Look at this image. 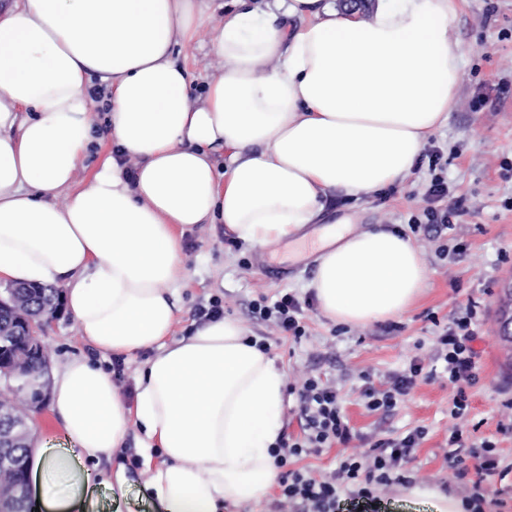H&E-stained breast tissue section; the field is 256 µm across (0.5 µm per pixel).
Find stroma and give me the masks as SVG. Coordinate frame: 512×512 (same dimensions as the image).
I'll return each instance as SVG.
<instances>
[{"label": "stroma", "mask_w": 512, "mask_h": 512, "mask_svg": "<svg viewBox=\"0 0 512 512\" xmlns=\"http://www.w3.org/2000/svg\"><path fill=\"white\" fill-rule=\"evenodd\" d=\"M455 30L464 46L458 105L429 145L443 154L450 198L465 199L470 213L448 235L413 234L428 267L422 298L401 316L360 327L335 324L317 308L307 311L306 335L296 344L280 335L272 322L256 318L252 306L286 292L308 295L315 257L292 261L284 246L251 247L226 235L223 225L199 224L183 235L187 278L177 291L180 313L174 335H188L199 305L215 297L223 299L225 316L238 319L251 337L268 344L286 387L300 386L306 375L313 374L340 391L343 411L358 440L307 456L301 467L314 476H328L343 456L366 450L377 439L422 426L427 435L412 464L413 483L462 496L466 482L449 469L446 460L453 424L452 388L446 377L440 374L418 381L410 395L384 416L364 408L362 376L371 374L380 384L414 359L425 368L435 367L439 335L468 300L481 302L482 339L477 347L483 373L480 384L470 391L469 421L476 430L468 441H497L506 473L489 476L492 495L487 510L512 512V433L499 431L507 421L502 402L512 396V353L497 338L498 293L505 281H512V261L501 260L502 252L512 253V210L504 207L512 198V177H504L501 170L503 158L512 159V0H466ZM430 180L428 162H420L402 185L357 201H331L325 219L331 222L350 215L359 226L384 224L408 231L410 217L427 205ZM454 241L464 243L465 251L445 255V247ZM270 265L287 267V277H270L266 272ZM43 336L52 371L90 353L68 314L47 325ZM129 476L128 493L118 500L107 487L91 484L87 496L93 512H152L147 474L136 468ZM339 512H432V508L427 501L407 498L400 484L394 483L377 490L375 499L362 505L342 496Z\"/></svg>", "instance_id": "obj_1"}]
</instances>
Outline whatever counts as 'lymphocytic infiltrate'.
<instances>
[{
  "mask_svg": "<svg viewBox=\"0 0 512 512\" xmlns=\"http://www.w3.org/2000/svg\"><path fill=\"white\" fill-rule=\"evenodd\" d=\"M428 157L435 169L427 190L429 205L421 215L411 216L410 223L416 230L421 228L441 233L451 230L455 219L466 215L468 209L463 200L452 202L448 199V183L437 171L440 151L429 150ZM313 307V296L301 298L286 293L273 300L262 299L254 304L253 312L261 319L272 321L285 336L298 343L306 334L305 313ZM481 321L480 304L468 301L464 313L454 318L451 326L438 338L437 358L442 362L443 374L454 388L448 465L459 477H467L471 472L476 475L463 498L465 512H486L490 493L487 478L499 467L495 442L486 439L475 448L466 446L464 440L468 391L481 380V354L476 347ZM423 370L421 362L412 361L383 389L375 386L371 376H364L362 397L365 408L371 412L393 410L409 395ZM296 400L303 435L299 438L281 436L272 450L276 467L283 470L279 479L280 495L294 506L295 512H336V504L342 495L370 500L380 487L395 481L408 482V466L426 436L422 427L396 438L375 441L368 451L342 460L336 471L326 478L319 479L309 472L291 468V460L320 453L337 444H348L354 438L335 386L319 377L308 376L297 389Z\"/></svg>",
  "mask_w": 512,
  "mask_h": 512,
  "instance_id": "f902f5d3",
  "label": "lymphocytic infiltrate"
}]
</instances>
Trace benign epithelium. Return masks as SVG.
Listing matches in <instances>:
<instances>
[{
	"label": "benign epithelium",
	"instance_id": "7a95c632",
	"mask_svg": "<svg viewBox=\"0 0 512 512\" xmlns=\"http://www.w3.org/2000/svg\"><path fill=\"white\" fill-rule=\"evenodd\" d=\"M26 307V296L16 289L0 291V314H9L12 324L10 330L0 329V395L16 393L15 378L24 374L27 376L26 386L31 388L27 409L37 411L47 396L45 376L49 368V353L42 331L45 323L61 313V306L52 303L36 315L24 313ZM499 314V337L512 343V289L509 287L504 289ZM1 418L8 421L16 432L28 431L25 414L0 407Z\"/></svg>",
	"mask_w": 512,
	"mask_h": 512
}]
</instances>
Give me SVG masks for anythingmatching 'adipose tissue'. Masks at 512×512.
I'll use <instances>...</instances> for the list:
<instances>
[{"instance_id": "ef3b65f1", "label": "adipose tissue", "mask_w": 512, "mask_h": 512, "mask_svg": "<svg viewBox=\"0 0 512 512\" xmlns=\"http://www.w3.org/2000/svg\"><path fill=\"white\" fill-rule=\"evenodd\" d=\"M11 0L0 10V282L53 286L81 341L146 360L134 407L86 357L55 376L68 444L30 435L46 512H78L92 460L143 435L157 512H225L276 477L284 375L225 317L173 339L182 237L221 224L253 246L321 225L310 288L340 325L399 316L423 294L415 241L380 224L322 226L333 196L403 183L457 106L463 0ZM211 26L203 93L180 50ZM108 95L116 148L79 172ZM164 459L154 463V450Z\"/></svg>"}]
</instances>
